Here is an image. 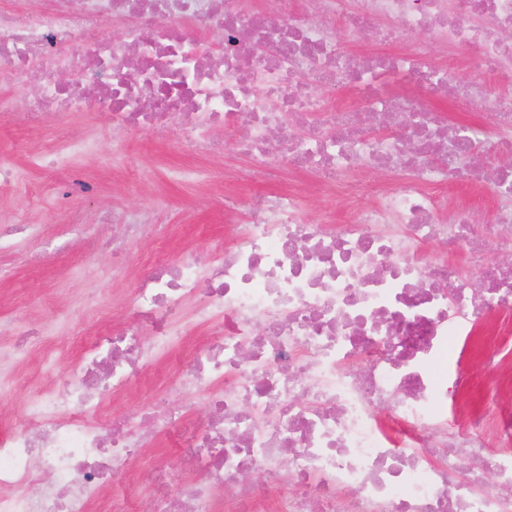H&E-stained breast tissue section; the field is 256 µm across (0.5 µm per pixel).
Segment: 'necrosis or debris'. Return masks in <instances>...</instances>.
<instances>
[{
  "label": "necrosis or debris",
  "mask_w": 512,
  "mask_h": 512,
  "mask_svg": "<svg viewBox=\"0 0 512 512\" xmlns=\"http://www.w3.org/2000/svg\"><path fill=\"white\" fill-rule=\"evenodd\" d=\"M0 0V71L32 88L17 125L56 127L63 114L105 120L34 160L70 167L101 137L177 136L205 157L232 147L252 167L309 171L340 184L343 224L310 222L300 195L250 198L237 239L206 258L149 264L123 306L125 323L80 341L63 380L30 391L23 424L0 431V512H127L113 483L132 466L153 474V512H512V352L490 354L486 383L465 371L474 326L512 312V95L492 108L493 149L506 165H476L484 132L448 128L437 111L382 87L393 70L449 90L466 112L484 75L512 81V0ZM117 38L99 36L103 24ZM376 29L397 53L341 52V36ZM217 33L218 44L201 36ZM463 49L473 73L454 81L435 46ZM364 104V122L337 91ZM379 180L367 182L368 173ZM490 185L482 220L438 194L448 177ZM113 278L129 240H159L135 212L112 217ZM462 246L481 272L420 249ZM499 253L496 261L488 252ZM66 317L0 321L13 355L52 367ZM194 337L175 378L137 412L115 409L159 351ZM473 391L452 431L449 387ZM206 393L199 419L188 395ZM175 449L150 456L154 440ZM79 483H71V475Z\"/></svg>",
  "instance_id": "obj_1"
}]
</instances>
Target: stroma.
Listing matches in <instances>:
<instances>
[{"label":"stroma","instance_id":"stroma-1","mask_svg":"<svg viewBox=\"0 0 512 512\" xmlns=\"http://www.w3.org/2000/svg\"><path fill=\"white\" fill-rule=\"evenodd\" d=\"M383 81L399 94L418 93L427 107L446 110L449 120L490 127L489 101L501 95H512V83L487 82L488 103L476 110L460 113L449 101L439 99L426 89L417 88L408 79L388 73ZM18 133L0 119V158L27 171V187L22 194L0 198V224L24 220L42 225L46 238H54L63 224H91L101 208L140 212L149 215L151 223L163 225L173 254L183 248L207 251L223 245L238 227L224 221L227 201L224 179L233 177L234 191L240 198L279 190L278 182L255 173L248 161L232 150H225L218 160H201L189 156L169 141H158L147 135L131 138L124 152H117L109 139H102L96 155L76 161L69 169L54 172L46 167H33L28 154L17 148ZM303 197L310 220L320 221L333 214L342 221L349 208L342 198L324 193L315 180L301 176L296 184ZM92 256L93 265L103 272L112 267L110 251L99 247L91 238H74L69 251L49 252L39 268L24 267L18 254L0 255V317L13 314L27 298L43 302V316L49 317L73 310V329L82 333L103 331L102 323L89 318V306L83 305L84 294L98 293L109 287V280L77 279L71 269L84 256ZM74 350H65L53 372H43L38 357H31L12 373L20 395L32 382L51 385L56 378L72 369ZM0 398V429L17 424L22 400Z\"/></svg>","mask_w":512,"mask_h":512}]
</instances>
